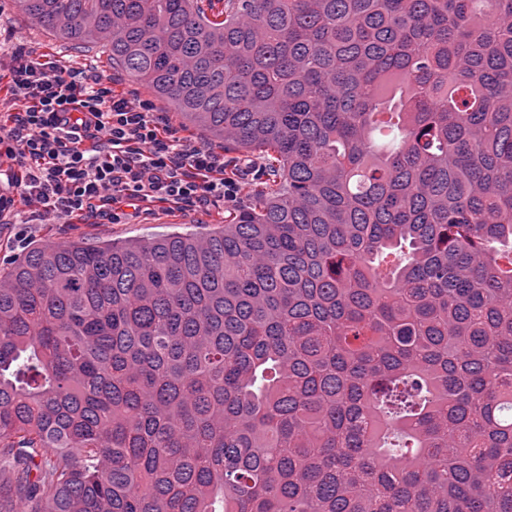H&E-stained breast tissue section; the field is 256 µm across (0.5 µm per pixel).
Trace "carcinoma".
<instances>
[{"label":"carcinoma","mask_w":512,"mask_h":512,"mask_svg":"<svg viewBox=\"0 0 512 512\" xmlns=\"http://www.w3.org/2000/svg\"><path fill=\"white\" fill-rule=\"evenodd\" d=\"M19 5L266 180L0 271V512H512V0Z\"/></svg>","instance_id":"carcinoma-1"}]
</instances>
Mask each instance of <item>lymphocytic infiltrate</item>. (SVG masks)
I'll list each match as a JSON object with an SVG mask.
<instances>
[{"label":"lymphocytic infiltrate","mask_w":512,"mask_h":512,"mask_svg":"<svg viewBox=\"0 0 512 512\" xmlns=\"http://www.w3.org/2000/svg\"><path fill=\"white\" fill-rule=\"evenodd\" d=\"M5 98L24 109L0 122V151L24 171L16 205L31 223L54 215L237 205L244 184L225 174L224 156L178 137L151 101L63 65L46 67L16 47Z\"/></svg>","instance_id":"lymphocytic-infiltrate-1"}]
</instances>
